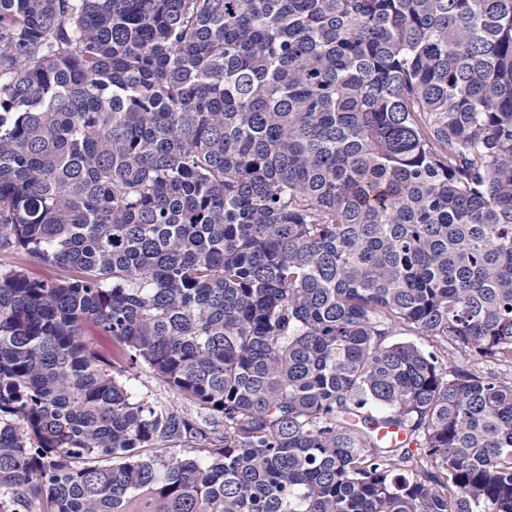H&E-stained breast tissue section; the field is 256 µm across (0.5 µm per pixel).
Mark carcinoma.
<instances>
[{
    "instance_id": "cac0c4a2",
    "label": "carcinoma",
    "mask_w": 512,
    "mask_h": 512,
    "mask_svg": "<svg viewBox=\"0 0 512 512\" xmlns=\"http://www.w3.org/2000/svg\"><path fill=\"white\" fill-rule=\"evenodd\" d=\"M1 252L12 504L512 512V0H0ZM449 358L450 365L457 369H466L471 372H479L484 375H493L506 380L512 379V368L509 366H503L493 362H485L477 367L468 364L466 360L456 354L449 355ZM126 386L133 395L144 398L152 403L180 407L187 412L195 410V406L185 400L179 393L156 380L145 368L135 366L126 373Z\"/></svg>"
}]
</instances>
